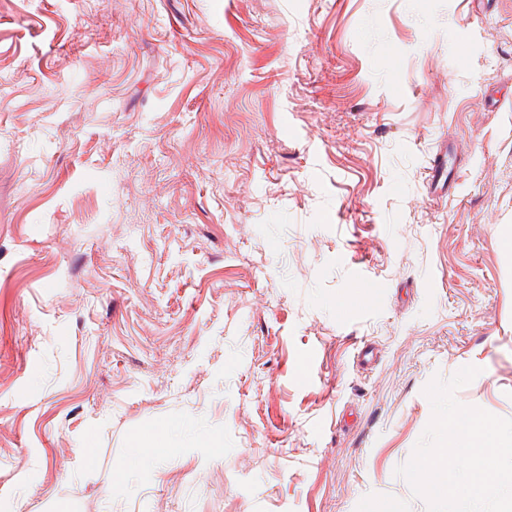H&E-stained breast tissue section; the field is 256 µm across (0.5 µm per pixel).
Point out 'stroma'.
<instances>
[{"instance_id": "obj_1", "label": "stroma", "mask_w": 512, "mask_h": 512, "mask_svg": "<svg viewBox=\"0 0 512 512\" xmlns=\"http://www.w3.org/2000/svg\"><path fill=\"white\" fill-rule=\"evenodd\" d=\"M511 237L512 0H0V512H427Z\"/></svg>"}]
</instances>
